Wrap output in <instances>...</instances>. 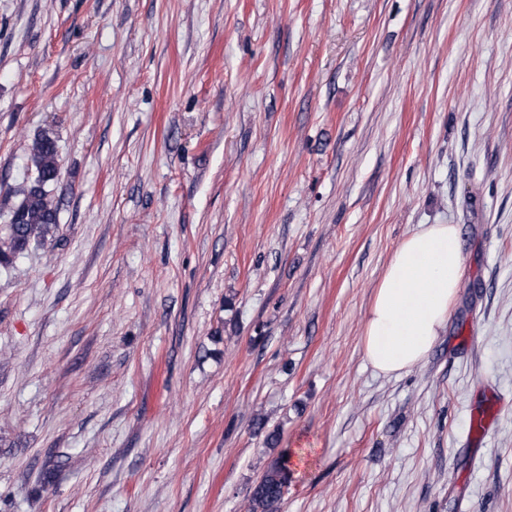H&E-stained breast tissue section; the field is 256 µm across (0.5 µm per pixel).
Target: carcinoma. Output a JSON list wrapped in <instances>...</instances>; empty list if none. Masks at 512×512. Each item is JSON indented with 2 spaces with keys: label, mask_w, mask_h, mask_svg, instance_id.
<instances>
[{
  "label": "carcinoma",
  "mask_w": 512,
  "mask_h": 512,
  "mask_svg": "<svg viewBox=\"0 0 512 512\" xmlns=\"http://www.w3.org/2000/svg\"><path fill=\"white\" fill-rule=\"evenodd\" d=\"M31 177L21 190V199L10 210L4 235L0 236V264L12 259L33 244L44 245L57 224V209L51 188L60 176L57 141L54 133L44 130L28 147ZM290 471L279 456L268 465L261 481L251 491L250 512H280Z\"/></svg>",
  "instance_id": "obj_1"
}]
</instances>
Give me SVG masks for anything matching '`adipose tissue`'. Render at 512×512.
I'll return each mask as SVG.
<instances>
[{
    "instance_id": "obj_1",
    "label": "adipose tissue",
    "mask_w": 512,
    "mask_h": 512,
    "mask_svg": "<svg viewBox=\"0 0 512 512\" xmlns=\"http://www.w3.org/2000/svg\"><path fill=\"white\" fill-rule=\"evenodd\" d=\"M463 275L459 229L422 224L395 249L363 333L367 361L386 375L419 366L448 323Z\"/></svg>"
}]
</instances>
